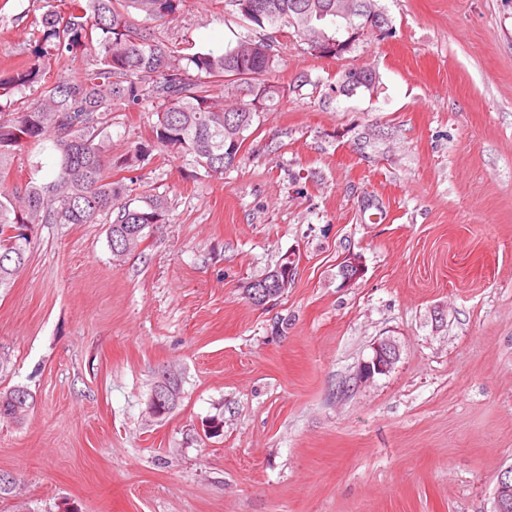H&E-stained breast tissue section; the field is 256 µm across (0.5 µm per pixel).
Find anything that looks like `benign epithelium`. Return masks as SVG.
<instances>
[{
  "mask_svg": "<svg viewBox=\"0 0 512 512\" xmlns=\"http://www.w3.org/2000/svg\"><path fill=\"white\" fill-rule=\"evenodd\" d=\"M327 12L336 16V38L306 40L308 52L322 58H331L335 55L341 57L350 52L359 39L377 30V25L386 19L377 0H359L354 5L349 3V0H336V3L328 6ZM270 45L272 42L264 37L244 38L239 51V60H247L257 51L271 59L276 51L271 49ZM283 268L289 271L294 270V260H288L283 264ZM281 269L273 270L253 283L251 299L254 303L265 305L285 294L291 285L292 275L281 274ZM362 272L360 258L352 256L344 259L339 269L342 285L353 284L362 276ZM399 355V347L394 341L388 339L378 342L373 347L372 357L360 365L358 378L369 381L377 375L389 373L399 359ZM177 399L175 385L171 382L163 384V387L156 389L150 398V413L156 418L163 416L174 407ZM494 512H512V469L502 472L498 477Z\"/></svg>",
  "mask_w": 512,
  "mask_h": 512,
  "instance_id": "1",
  "label": "benign epithelium"
}]
</instances>
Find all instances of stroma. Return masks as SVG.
<instances>
[{
	"label": "stroma",
	"instance_id": "1",
	"mask_svg": "<svg viewBox=\"0 0 512 512\" xmlns=\"http://www.w3.org/2000/svg\"><path fill=\"white\" fill-rule=\"evenodd\" d=\"M394 37L339 59L281 38L260 117L222 177L152 150L151 113L110 129L113 179L169 221L115 257L106 224L34 226L0 288V512H493L512 467V0H380ZM43 0H0V70L27 61ZM173 37L222 48L249 28L186 0ZM371 69L374 92L343 95ZM51 146L11 183L49 177ZM365 271L342 286L337 264ZM294 259L255 305L251 281ZM393 369L359 382L374 343ZM178 405L148 412L163 375ZM373 78H376V82H379V78L377 77L376 73L368 70V69H355V70H349L345 73L343 82L340 85L341 92L345 93L344 95H349V93H346L352 89V86L355 87V91L360 88H364L367 91H373L371 86L368 88L366 86V82H370L373 80ZM294 268V259H288L286 263H283L282 268H277L261 277L257 282H253L255 289L250 293L252 301L258 305H265L284 295L291 285ZM282 269H287L288 275L285 273L283 277L280 276ZM18 388L14 387L11 389H7L4 391H0V418L1 419H20L22 416H24L27 411L26 408H29L32 403L34 404V397L29 392L28 394V402L26 403V406H20V410L17 409L16 402L18 401L17 394H18Z\"/></svg>",
	"mask_w": 512,
	"mask_h": 512
}]
</instances>
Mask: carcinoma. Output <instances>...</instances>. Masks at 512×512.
Masks as SVG:
<instances>
[{
    "label": "carcinoma",
    "instance_id": "cac0c4a2",
    "mask_svg": "<svg viewBox=\"0 0 512 512\" xmlns=\"http://www.w3.org/2000/svg\"><path fill=\"white\" fill-rule=\"evenodd\" d=\"M294 0H237L232 15L247 26H271L304 40L323 31L335 36L328 18H317L331 0H302L311 19L296 14ZM185 0H69L66 10L53 4L32 21L31 58L10 72L0 73V97L33 88L38 97L20 106L0 109V183L8 179L17 152L26 144L49 142L57 154L51 177L16 184L0 191V287L7 285L25 264L29 231L36 224L110 225V244L128 248L145 238L144 230L166 223L164 200L133 195L137 180H112L108 129L112 113L150 109L156 116L152 142L126 159L134 168L158 148L189 157L209 176H221L233 166L238 149L224 137L226 108L213 90H229L224 81L234 75L235 89L248 91L237 103V121L245 137L254 132L262 103L266 112L285 97L289 88L270 79L279 59L267 62L256 53L239 62V44L219 50L189 51L168 36V26ZM142 17L136 22L134 15ZM92 47L96 60L79 78L45 80V65L62 69L78 52ZM376 73L368 69L345 73L340 90L366 87ZM18 388L0 391V418L19 419Z\"/></svg>",
    "mask_w": 512,
    "mask_h": 512
}]
</instances>
